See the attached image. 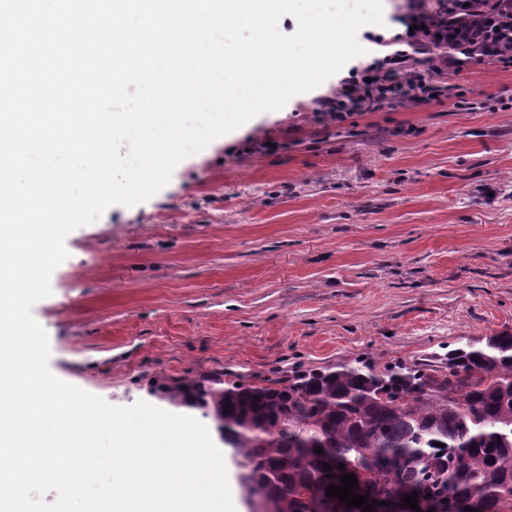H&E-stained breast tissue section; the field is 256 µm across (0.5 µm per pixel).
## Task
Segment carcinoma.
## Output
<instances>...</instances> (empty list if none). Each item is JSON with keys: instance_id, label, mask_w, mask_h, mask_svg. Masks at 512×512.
Listing matches in <instances>:
<instances>
[{"instance_id": "carcinoma-1", "label": "carcinoma", "mask_w": 512, "mask_h": 512, "mask_svg": "<svg viewBox=\"0 0 512 512\" xmlns=\"http://www.w3.org/2000/svg\"><path fill=\"white\" fill-rule=\"evenodd\" d=\"M162 394L214 420L245 467L244 488L262 486V512H331L321 495L342 465L375 496L512 512L511 331L435 364L367 358L260 384L186 380Z\"/></svg>"}]
</instances>
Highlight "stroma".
Returning <instances> with one entry per match:
<instances>
[{
    "label": "stroma",
    "instance_id": "obj_1",
    "mask_svg": "<svg viewBox=\"0 0 512 512\" xmlns=\"http://www.w3.org/2000/svg\"><path fill=\"white\" fill-rule=\"evenodd\" d=\"M338 76L181 161L66 240L33 308L60 379L174 414L156 385L426 360L512 331V66L448 93L319 111Z\"/></svg>",
    "mask_w": 512,
    "mask_h": 512
}]
</instances>
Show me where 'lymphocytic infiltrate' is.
Masks as SVG:
<instances>
[{
	"label": "lymphocytic infiltrate",
	"mask_w": 512,
	"mask_h": 512,
	"mask_svg": "<svg viewBox=\"0 0 512 512\" xmlns=\"http://www.w3.org/2000/svg\"><path fill=\"white\" fill-rule=\"evenodd\" d=\"M512 14V0H433L431 9L418 8L401 16L405 28L401 47L382 61L350 69L336 96L324 100L336 119L364 105L388 100L398 76H406L414 97L435 99L447 88L440 77L473 59H496L512 65V33L497 37L502 17Z\"/></svg>",
	"instance_id": "f902f5d3"
}]
</instances>
